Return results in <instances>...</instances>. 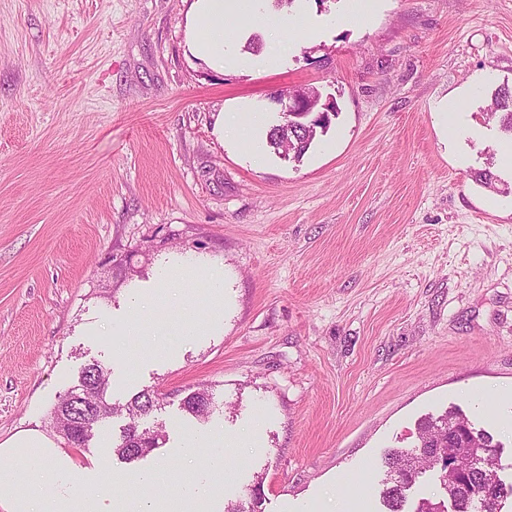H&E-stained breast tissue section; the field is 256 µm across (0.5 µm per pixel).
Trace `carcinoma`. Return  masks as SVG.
Segmentation results:
<instances>
[{"instance_id":"obj_1","label":"carcinoma","mask_w":512,"mask_h":512,"mask_svg":"<svg viewBox=\"0 0 512 512\" xmlns=\"http://www.w3.org/2000/svg\"><path fill=\"white\" fill-rule=\"evenodd\" d=\"M503 112L504 129L512 131V93L504 89L495 98L491 114ZM311 116L298 119L295 136L288 142L273 128L268 144L279 153L286 151L298 158L309 149L304 126ZM111 372L99 363L86 365L79 376L78 386L84 389L83 403L67 401V395L58 397L51 410L53 427L62 435L77 441L84 448L92 437L94 427L100 426L115 414L126 415L127 422L120 433L112 436L109 450L127 463L140 460L159 447L164 439L160 430L140 426V421L160 406L158 394L142 390L131 396L122 406L107 401ZM212 397L207 389H200L185 397L182 410L193 418L205 420L211 415ZM386 488L383 501L388 512H401L406 501L405 491L424 479L428 471L439 472L438 497L418 500L415 512H439L445 507L444 495L453 496L454 512H502L503 504L512 499V482H505L500 472V446L482 430H477L469 419L449 410L419 425L418 444L412 448L394 449L384 459Z\"/></svg>"}]
</instances>
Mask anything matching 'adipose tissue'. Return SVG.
<instances>
[{
    "label": "adipose tissue",
    "instance_id": "adipose-tissue-1",
    "mask_svg": "<svg viewBox=\"0 0 512 512\" xmlns=\"http://www.w3.org/2000/svg\"><path fill=\"white\" fill-rule=\"evenodd\" d=\"M252 0H192L187 14V28L192 37L190 54L207 67L222 71L225 60L224 22L226 18L248 12ZM206 300L194 304L193 293L184 278L165 273L153 294L138 299V306L161 302L164 309L195 306L197 316L209 323L217 322L224 306V280L208 273L202 277ZM224 444L214 435L189 436L180 456L196 450L206 453V466L182 488L184 512H212L224 491L226 469ZM28 457L61 477L64 488L48 495L40 476L14 474L0 477V512H166L163 497L152 494L159 477L154 473L137 476L140 495L116 496L109 480L78 467L70 458L60 456L57 448L36 433H23L0 443V459Z\"/></svg>",
    "mask_w": 512,
    "mask_h": 512
}]
</instances>
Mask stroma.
<instances>
[{"mask_svg": "<svg viewBox=\"0 0 512 512\" xmlns=\"http://www.w3.org/2000/svg\"><path fill=\"white\" fill-rule=\"evenodd\" d=\"M262 0L280 40L228 21L237 63L187 51L188 0H0V442L50 425L59 395L97 362L107 398L165 396L144 427L166 440L125 463L109 420L81 467L157 470L171 494L205 459L187 433L224 435V503L250 512H384L382 457L457 406L503 448L512 478V144L489 108L512 90V0ZM258 41V52L247 51ZM312 84L339 114L301 160L266 147L275 100ZM471 120L447 144L443 104ZM227 112L265 115L223 135ZM262 141L260 155L250 152ZM224 278L220 327L167 332L171 353L135 360L123 328L159 269ZM207 386L206 422L181 411ZM260 484V500L247 489Z\"/></svg>", "mask_w": 512, "mask_h": 512, "instance_id": "stroma-1", "label": "stroma"}]
</instances>
